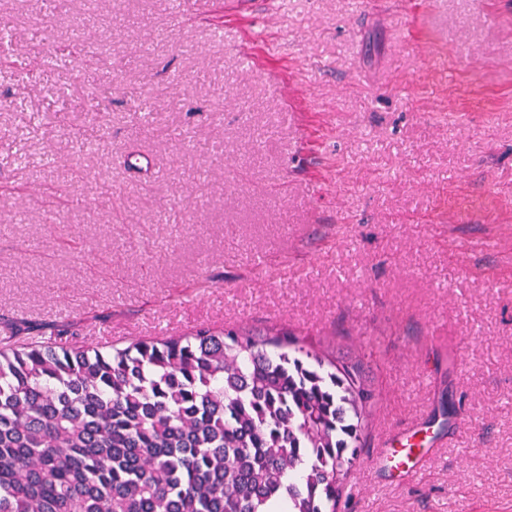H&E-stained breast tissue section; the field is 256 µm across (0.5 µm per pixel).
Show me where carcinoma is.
Here are the masks:
<instances>
[{"label":"carcinoma","mask_w":512,"mask_h":512,"mask_svg":"<svg viewBox=\"0 0 512 512\" xmlns=\"http://www.w3.org/2000/svg\"><path fill=\"white\" fill-rule=\"evenodd\" d=\"M374 404L286 329L1 349L0 512H337Z\"/></svg>","instance_id":"obj_1"}]
</instances>
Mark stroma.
<instances>
[{
    "instance_id": "obj_1",
    "label": "stroma",
    "mask_w": 512,
    "mask_h": 512,
    "mask_svg": "<svg viewBox=\"0 0 512 512\" xmlns=\"http://www.w3.org/2000/svg\"><path fill=\"white\" fill-rule=\"evenodd\" d=\"M2 14L33 63L40 27L98 45L109 93L0 67V349L285 326L378 396L338 512H512V0ZM416 429L424 470L374 466Z\"/></svg>"
}]
</instances>
